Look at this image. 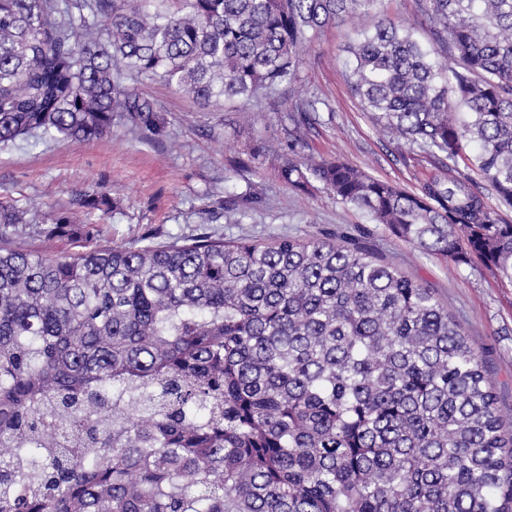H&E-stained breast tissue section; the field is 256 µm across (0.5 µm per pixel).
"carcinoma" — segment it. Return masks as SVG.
Returning <instances> with one entry per match:
<instances>
[{
    "label": "carcinoma",
    "instance_id": "carcinoma-1",
    "mask_svg": "<svg viewBox=\"0 0 512 512\" xmlns=\"http://www.w3.org/2000/svg\"><path fill=\"white\" fill-rule=\"evenodd\" d=\"M378 0H0V144L165 121L128 75L208 105L295 80L314 34ZM345 78L389 133L474 167L406 191L283 159L401 242L512 283V0H418ZM101 190L76 201L108 214ZM0 200V512H512V430L486 356L422 282L356 245L208 235L17 243ZM455 174L457 176L460 175L467 177L469 180H471L475 189L485 197V201L489 206L496 207L498 205L496 195L491 186L483 178H481L475 170L466 168L464 164L459 161Z\"/></svg>",
    "mask_w": 512,
    "mask_h": 512
}]
</instances>
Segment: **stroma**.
I'll return each mask as SVG.
<instances>
[{
    "label": "stroma",
    "instance_id": "stroma-1",
    "mask_svg": "<svg viewBox=\"0 0 512 512\" xmlns=\"http://www.w3.org/2000/svg\"><path fill=\"white\" fill-rule=\"evenodd\" d=\"M373 23L367 17L326 26L303 52L293 84L245 112L236 105L204 107L177 88L129 78L164 114V137L140 139L116 125L91 142L2 145L0 198L38 207L28 244L50 255L72 250L70 236L79 230L70 224L49 236L54 214L96 186L117 202L112 213L88 217L102 244L144 246L200 234L265 242L349 237L433 289L486 353L500 408L512 418V285L481 264L457 266L399 241L321 184L302 190L280 177L281 159L293 149L342 158L411 191L447 165L445 155L392 137L347 86V44ZM309 102L313 110L303 111Z\"/></svg>",
    "mask_w": 512,
    "mask_h": 512
}]
</instances>
